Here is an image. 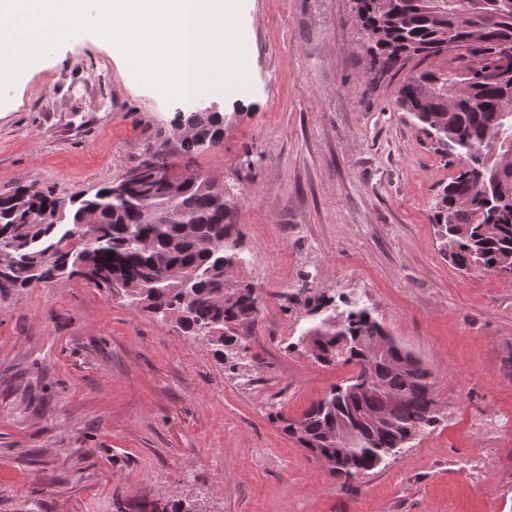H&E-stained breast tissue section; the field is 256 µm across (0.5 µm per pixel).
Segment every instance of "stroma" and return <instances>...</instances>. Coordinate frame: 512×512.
I'll use <instances>...</instances> for the list:
<instances>
[{
	"label": "stroma",
	"mask_w": 512,
	"mask_h": 512,
	"mask_svg": "<svg viewBox=\"0 0 512 512\" xmlns=\"http://www.w3.org/2000/svg\"><path fill=\"white\" fill-rule=\"evenodd\" d=\"M244 89L169 101L83 33L18 74L0 101V194L69 198L152 158L234 190L262 295L252 363L210 349L81 278L0 301V512H512V278L456 270L431 202L454 175L372 81L352 0H242ZM108 55L111 96L82 82ZM216 105L223 140L186 158L176 113ZM368 306L434 378L436 421L350 482L268 419L303 415L354 365L316 362L276 292L300 272Z\"/></svg>",
	"instance_id": "obj_1"
}]
</instances>
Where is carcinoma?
I'll return each instance as SVG.
<instances>
[{
  "label": "carcinoma",
  "mask_w": 512,
  "mask_h": 512,
  "mask_svg": "<svg viewBox=\"0 0 512 512\" xmlns=\"http://www.w3.org/2000/svg\"><path fill=\"white\" fill-rule=\"evenodd\" d=\"M353 11L370 57L369 72L379 80L397 75L416 59L397 103L419 125L456 174L433 206L440 250L458 269L512 275V173L496 184H478L476 168L492 169L484 151L487 131L501 132L512 148V112L501 113L512 97V0H353ZM458 43L443 68L428 63L442 56L448 40ZM482 64L469 78L468 91L448 101V88L470 61ZM190 127L182 151L196 154L224 138V114L191 112L175 116ZM169 169L145 160L124 182L58 198L34 185L0 196V299L35 282H65L78 276L93 281L129 305L173 319L181 331L210 348L224 371L234 376L249 365L247 335L260 314L261 293L240 276L247 262L232 200L199 174L179 173V193L171 197ZM97 216L100 234L87 241L80 232L86 215ZM301 284L277 293L281 307H300L309 326L300 344L319 362L353 364L354 376L337 385L299 419L276 409L272 422L303 448L326 455L327 468L350 478L377 468L435 421L430 372L404 347L390 341L375 357L373 383L365 380L358 338L384 336L372 312L358 302ZM357 431L350 454L336 458L342 427Z\"/></svg>",
  "instance_id": "carcinoma-1"
}]
</instances>
